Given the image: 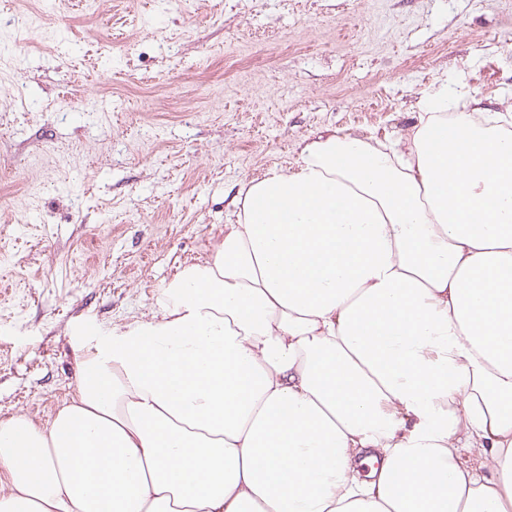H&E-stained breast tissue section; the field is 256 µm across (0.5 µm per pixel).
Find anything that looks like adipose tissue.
Returning a JSON list of instances; mask_svg holds the SVG:
<instances>
[{"label":"adipose tissue","instance_id":"ef3b65f1","mask_svg":"<svg viewBox=\"0 0 512 512\" xmlns=\"http://www.w3.org/2000/svg\"><path fill=\"white\" fill-rule=\"evenodd\" d=\"M452 106L244 184L48 426L0 424V512H512V134Z\"/></svg>","mask_w":512,"mask_h":512}]
</instances>
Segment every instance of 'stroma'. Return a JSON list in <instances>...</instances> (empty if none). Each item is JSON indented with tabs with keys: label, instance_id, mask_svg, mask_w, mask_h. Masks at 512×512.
Here are the masks:
<instances>
[{
	"label": "stroma",
	"instance_id": "1",
	"mask_svg": "<svg viewBox=\"0 0 512 512\" xmlns=\"http://www.w3.org/2000/svg\"><path fill=\"white\" fill-rule=\"evenodd\" d=\"M443 83L512 131V0H0V422L51 421L243 183Z\"/></svg>",
	"mask_w": 512,
	"mask_h": 512
}]
</instances>
